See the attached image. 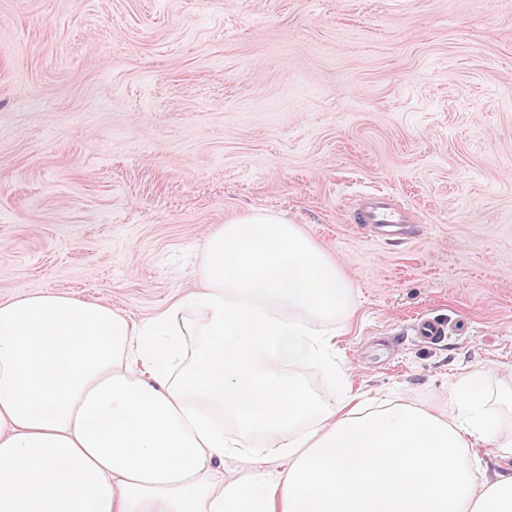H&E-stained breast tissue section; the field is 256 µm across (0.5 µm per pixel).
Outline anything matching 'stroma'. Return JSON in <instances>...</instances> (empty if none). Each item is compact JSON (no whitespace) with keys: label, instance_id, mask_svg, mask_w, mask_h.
I'll use <instances>...</instances> for the list:
<instances>
[{"label":"stroma","instance_id":"stroma-1","mask_svg":"<svg viewBox=\"0 0 512 512\" xmlns=\"http://www.w3.org/2000/svg\"><path fill=\"white\" fill-rule=\"evenodd\" d=\"M405 210L381 242L352 212ZM270 212L336 260L364 398L512 381V0H0V300L141 320L206 238ZM448 324L431 346L387 336Z\"/></svg>","mask_w":512,"mask_h":512}]
</instances>
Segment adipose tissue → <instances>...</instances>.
Here are the masks:
<instances>
[{"instance_id": "1", "label": "adipose tissue", "mask_w": 512, "mask_h": 512, "mask_svg": "<svg viewBox=\"0 0 512 512\" xmlns=\"http://www.w3.org/2000/svg\"><path fill=\"white\" fill-rule=\"evenodd\" d=\"M199 286L138 321L60 293L0 300V512H512V431L469 392L364 406L326 351L353 310L336 262L280 216L211 233ZM338 376L315 399L275 365ZM285 459L225 473L218 413ZM496 449L492 475L468 450Z\"/></svg>"}]
</instances>
